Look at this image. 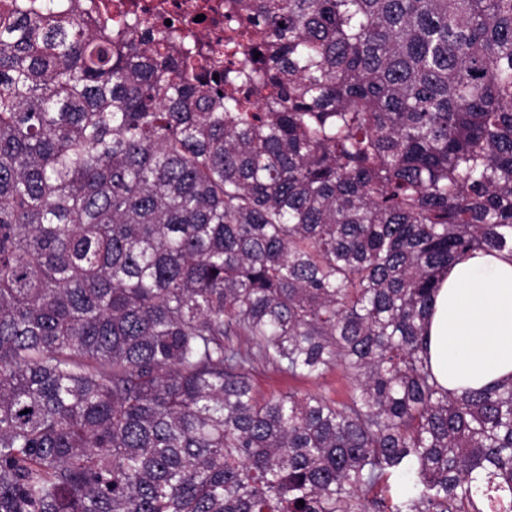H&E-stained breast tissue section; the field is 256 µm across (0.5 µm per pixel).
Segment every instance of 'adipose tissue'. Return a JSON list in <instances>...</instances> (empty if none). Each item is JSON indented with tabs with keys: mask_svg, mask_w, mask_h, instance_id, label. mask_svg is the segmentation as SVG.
<instances>
[{
	"mask_svg": "<svg viewBox=\"0 0 512 512\" xmlns=\"http://www.w3.org/2000/svg\"><path fill=\"white\" fill-rule=\"evenodd\" d=\"M432 372L449 392L512 378V255L479 252L442 274L427 328Z\"/></svg>",
	"mask_w": 512,
	"mask_h": 512,
	"instance_id": "ef3b65f1",
	"label": "adipose tissue"
}]
</instances>
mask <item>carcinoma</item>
Masks as SVG:
<instances>
[{
  "mask_svg": "<svg viewBox=\"0 0 512 512\" xmlns=\"http://www.w3.org/2000/svg\"><path fill=\"white\" fill-rule=\"evenodd\" d=\"M236 2L0 0V512H512V380L424 341L512 254V0ZM80 3L89 2L92 6V12L89 17L91 19H95V16H101L102 18H109L112 21V24H121V23H129L128 20L131 14H134L132 11H139L137 7L139 6H150L154 9V12L158 13L157 21L159 24L168 17L167 12L172 11L173 1H180V3H185L182 1H186L188 4H192L193 1H201V0H76ZM121 4L123 9H129L131 12L126 16L118 15L116 12V5ZM217 5V11L205 20L189 22L183 29L192 43L203 51L218 42L224 44V0H209ZM251 383L256 396L267 399L288 392L313 393L335 401H346L352 381L340 369L333 367L318 379H293L276 367L258 362L251 371Z\"/></svg>",
  "mask_w": 512,
  "mask_h": 512,
  "instance_id": "1",
  "label": "carcinoma"
}]
</instances>
